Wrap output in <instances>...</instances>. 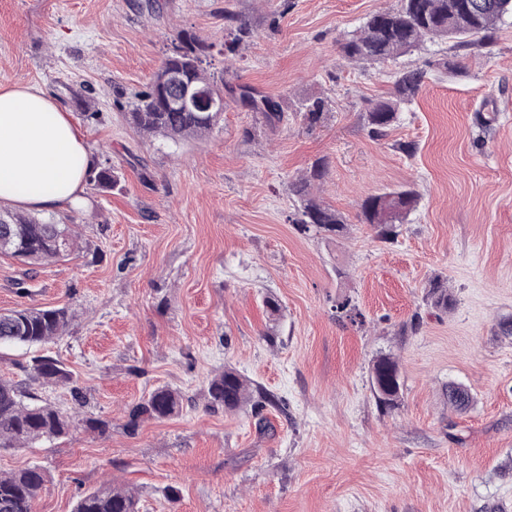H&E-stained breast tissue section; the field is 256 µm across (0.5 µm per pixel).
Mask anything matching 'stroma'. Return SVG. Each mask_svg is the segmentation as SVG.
Returning a JSON list of instances; mask_svg holds the SVG:
<instances>
[{
    "label": "stroma",
    "mask_w": 512,
    "mask_h": 512,
    "mask_svg": "<svg viewBox=\"0 0 512 512\" xmlns=\"http://www.w3.org/2000/svg\"><path fill=\"white\" fill-rule=\"evenodd\" d=\"M399 0H0V84H33L71 112L112 188L47 215L76 227V249L26 266L0 255V311L68 306L67 332L1 347L0 379L105 433L72 429L0 448V473L41 467L35 512H74L105 483L132 487L140 512H512V18L490 49L436 40L382 65L341 46ZM249 25L233 65L226 14ZM209 45L210 71L278 101L268 125L240 97L200 139L146 137L124 114L183 36ZM449 61L446 69L434 68ZM423 68L415 100L383 136L364 111L398 72ZM329 98L307 126L306 99ZM493 112L490 126L476 113ZM314 191L342 235L301 231L292 180ZM411 185L419 200L393 239L363 223L372 194ZM447 281L455 304L424 302ZM274 296L270 313L265 296ZM349 301L357 318L338 305ZM400 365V404L382 410L369 367ZM48 355L72 388L32 379ZM235 369L274 395L259 428L251 403L210 409V375ZM470 390L466 412L448 385ZM169 386L178 414L124 427L129 405ZM176 499L164 495L166 487Z\"/></svg>",
    "instance_id": "obj_1"
}]
</instances>
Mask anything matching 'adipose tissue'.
<instances>
[{
	"instance_id": "obj_1",
	"label": "adipose tissue",
	"mask_w": 512,
	"mask_h": 512,
	"mask_svg": "<svg viewBox=\"0 0 512 512\" xmlns=\"http://www.w3.org/2000/svg\"><path fill=\"white\" fill-rule=\"evenodd\" d=\"M94 164L71 113L44 89L0 84V204L40 213L82 207Z\"/></svg>"
}]
</instances>
